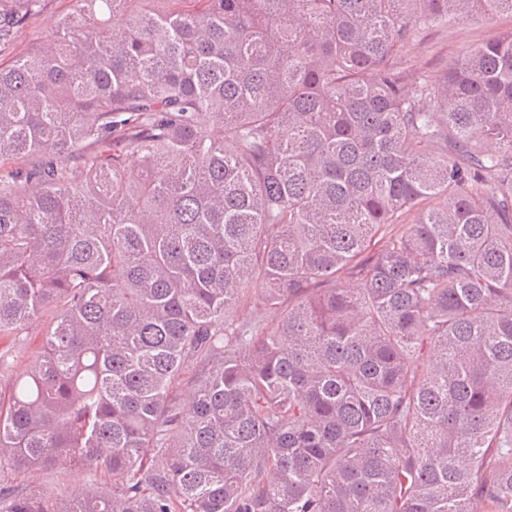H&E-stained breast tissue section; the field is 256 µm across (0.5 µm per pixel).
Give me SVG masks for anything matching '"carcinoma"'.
<instances>
[{"instance_id": "cac0c4a2", "label": "carcinoma", "mask_w": 512, "mask_h": 512, "mask_svg": "<svg viewBox=\"0 0 512 512\" xmlns=\"http://www.w3.org/2000/svg\"><path fill=\"white\" fill-rule=\"evenodd\" d=\"M170 2L0 62V512H512V0ZM511 29L512 18L506 12L480 24L464 19L452 28L435 25L422 34V43L415 59L418 73L430 82H437L447 69L448 62L462 51ZM47 317L42 319L39 326L35 327L28 336H23V340L15 349V365L18 372L27 371L38 352L41 342V334L45 330ZM90 472H93V468L88 465L73 470L47 468L20 474L14 482L24 493L41 494L51 499L58 496L60 499V493L68 495L70 491L81 486Z\"/></svg>"}]
</instances>
